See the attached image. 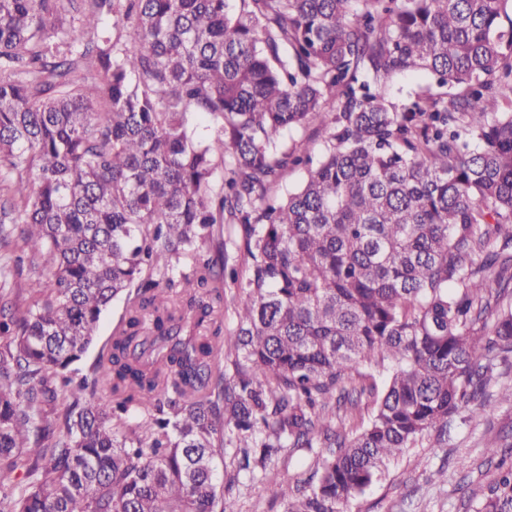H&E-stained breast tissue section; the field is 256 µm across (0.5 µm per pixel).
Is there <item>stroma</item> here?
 Here are the masks:
<instances>
[{"instance_id": "stroma-1", "label": "stroma", "mask_w": 512, "mask_h": 512, "mask_svg": "<svg viewBox=\"0 0 512 512\" xmlns=\"http://www.w3.org/2000/svg\"><path fill=\"white\" fill-rule=\"evenodd\" d=\"M512 445V402H496L491 415L479 422L455 418L448 444L426 437L382 477L356 497L350 512H471L470 500L492 479L495 464L486 450ZM444 479H437V471Z\"/></svg>"}]
</instances>
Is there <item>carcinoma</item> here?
Here are the masks:
<instances>
[{
	"label": "carcinoma",
	"instance_id": "cac0c4a2",
	"mask_svg": "<svg viewBox=\"0 0 512 512\" xmlns=\"http://www.w3.org/2000/svg\"><path fill=\"white\" fill-rule=\"evenodd\" d=\"M421 71L449 92L397 111L387 87ZM325 112L317 162L281 142ZM3 168L0 475L21 478L0 512H240L258 473L285 512H348L488 414L481 358L512 353V0H0ZM223 224L242 268L204 257ZM287 448L327 449L305 487L271 466ZM498 469L472 512H512Z\"/></svg>",
	"mask_w": 512,
	"mask_h": 512
}]
</instances>
